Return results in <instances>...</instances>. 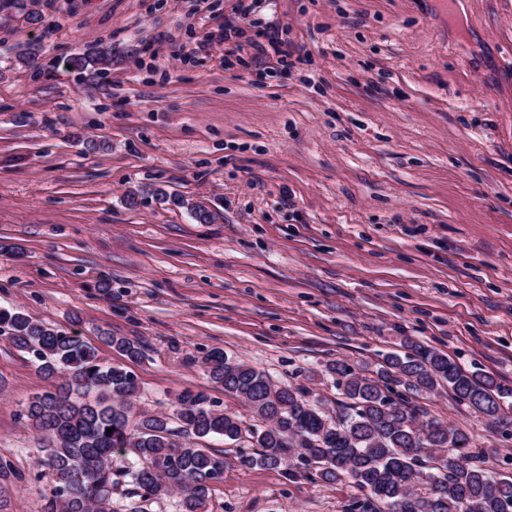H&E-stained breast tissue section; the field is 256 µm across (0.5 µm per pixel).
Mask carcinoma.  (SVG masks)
<instances>
[{"label":"carcinoma","instance_id":"1","mask_svg":"<svg viewBox=\"0 0 512 512\" xmlns=\"http://www.w3.org/2000/svg\"><path fill=\"white\" fill-rule=\"evenodd\" d=\"M40 53L29 45L15 60L36 70ZM67 64L78 71L110 65L112 45H97ZM153 193L188 209L199 224L215 218L209 207L180 194ZM0 335L31 355L49 382L24 409L37 434V477L51 487L44 512H106L118 476L133 486L132 512H145L143 503L169 492L179 494L180 512H207L224 456L199 441L244 436L255 451L239 455L240 466L324 483L347 478L367 492L362 512H512V481L495 478L488 467L498 449L472 448L461 427L412 400L446 385L458 403L505 427L512 423V386L422 344L387 354L372 374L342 360L329 364L340 395L332 415L311 388L278 385L214 349L204 358L205 373L247 406L254 425L245 428L204 391L178 394L170 414L137 410L138 384L125 365L104 362L99 348L76 332L20 310H0ZM104 343L130 362L146 357L137 338L107 334ZM117 455L125 462L119 470L113 468Z\"/></svg>","mask_w":512,"mask_h":512}]
</instances>
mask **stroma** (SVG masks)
Listing matches in <instances>:
<instances>
[{
    "label": "stroma",
    "mask_w": 512,
    "mask_h": 512,
    "mask_svg": "<svg viewBox=\"0 0 512 512\" xmlns=\"http://www.w3.org/2000/svg\"><path fill=\"white\" fill-rule=\"evenodd\" d=\"M27 0L0 11V308L88 341L137 338L138 408L205 391L248 409L201 367L218 348L275 382L329 363L375 369L411 342L512 385V0ZM234 23L244 37L198 43ZM269 33L296 63L250 44ZM41 48L42 67L16 65ZM109 43L118 62L67 59ZM107 142L106 150L94 143ZM160 187L212 223L159 203ZM136 194L138 204L125 203ZM46 381L0 336V455L17 475L0 512H44L22 416ZM432 416L495 448L512 438L457 405ZM224 455L208 512H351L347 480L291 479ZM153 193L157 200L162 203H169L177 207L188 209L192 214L193 219L199 224L212 223L215 218L213 211H211L209 207L190 201L180 194L168 193L166 190L161 188L154 189Z\"/></svg>",
    "instance_id": "1"
}]
</instances>
